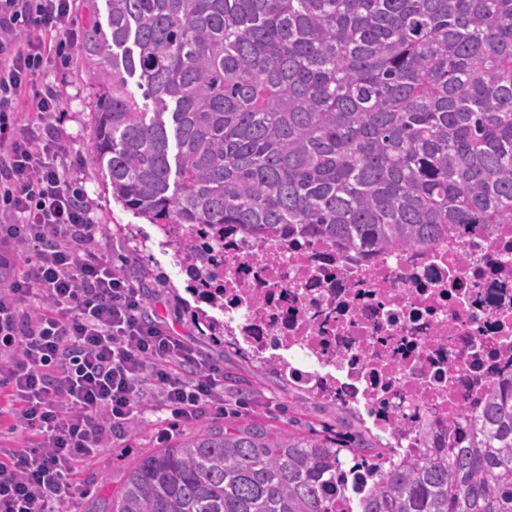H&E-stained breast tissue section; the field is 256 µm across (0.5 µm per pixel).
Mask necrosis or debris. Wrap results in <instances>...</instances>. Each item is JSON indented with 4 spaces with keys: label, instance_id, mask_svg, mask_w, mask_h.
<instances>
[{
    "label": "necrosis or debris",
    "instance_id": "1",
    "mask_svg": "<svg viewBox=\"0 0 512 512\" xmlns=\"http://www.w3.org/2000/svg\"><path fill=\"white\" fill-rule=\"evenodd\" d=\"M219 277L224 322L248 350L364 413L399 454L461 445L464 417L512 379V224L360 256L229 227ZM374 487L364 468L345 471L337 512H355Z\"/></svg>",
    "mask_w": 512,
    "mask_h": 512
}]
</instances>
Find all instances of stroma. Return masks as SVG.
Listing matches in <instances>:
<instances>
[{
    "mask_svg": "<svg viewBox=\"0 0 512 512\" xmlns=\"http://www.w3.org/2000/svg\"><path fill=\"white\" fill-rule=\"evenodd\" d=\"M41 79L53 83L62 96L63 110L55 114L53 124L76 160L70 175L86 192L91 216L100 226L99 251L112 256L139 287L148 313L167 322L224 371V408L208 409L206 421L228 429L263 425L303 436L337 431L349 440L362 434L376 449H383L384 436L358 411L298 388L265 369L232 333H225L223 342L212 340L210 326L223 323V311L191 291L179 256L158 227L112 198L107 170L92 149L95 86L80 42L53 58ZM136 426V431L99 449L81 465L80 512H93L95 494L117 490L137 457L196 429L195 424L150 411L138 418Z\"/></svg>",
    "mask_w": 512,
    "mask_h": 512,
    "instance_id": "35a3bbf8",
    "label": "stroma"
}]
</instances>
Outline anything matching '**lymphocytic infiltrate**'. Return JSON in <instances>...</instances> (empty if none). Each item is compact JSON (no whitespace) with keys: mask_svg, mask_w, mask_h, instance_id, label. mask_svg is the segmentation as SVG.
<instances>
[{"mask_svg":"<svg viewBox=\"0 0 512 512\" xmlns=\"http://www.w3.org/2000/svg\"><path fill=\"white\" fill-rule=\"evenodd\" d=\"M76 0H0V512H73L82 463L145 411L191 423L224 407V372L163 320L95 247L72 157L38 86L77 31Z\"/></svg>","mask_w":512,"mask_h":512,"instance_id":"obj_1","label":"lymphocytic infiltrate"}]
</instances>
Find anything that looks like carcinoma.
<instances>
[{"mask_svg":"<svg viewBox=\"0 0 512 512\" xmlns=\"http://www.w3.org/2000/svg\"><path fill=\"white\" fill-rule=\"evenodd\" d=\"M82 50L112 197L160 229L364 252L512 224V0H106ZM174 248L222 305L208 283L224 240ZM466 425L462 447L403 460L355 439L378 481L360 512H512V382ZM341 452L207 422L141 456L95 512H336Z\"/></svg>","mask_w":512,"mask_h":512,"instance_id":"cac0c4a2","label":"carcinoma"}]
</instances>
